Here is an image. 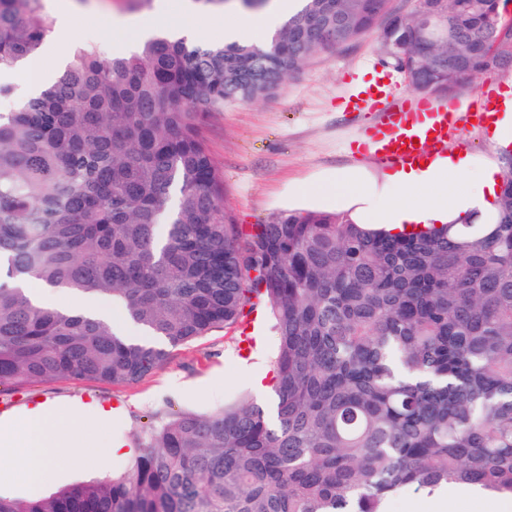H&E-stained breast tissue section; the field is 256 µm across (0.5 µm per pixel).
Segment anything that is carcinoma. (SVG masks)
<instances>
[{
  "label": "carcinoma",
  "instance_id": "1",
  "mask_svg": "<svg viewBox=\"0 0 512 512\" xmlns=\"http://www.w3.org/2000/svg\"><path fill=\"white\" fill-rule=\"evenodd\" d=\"M44 0H0V72L40 48ZM262 44L158 34L0 113V385L134 384L170 349L266 311L273 407L175 414L133 466L0 512H383L401 491L512 495V165L497 211L393 234L288 211L240 241L198 121L271 96L316 54L378 31L414 89L496 68L495 0H302ZM331 45L312 36L336 29ZM32 283L112 305L43 306Z\"/></svg>",
  "mask_w": 512,
  "mask_h": 512
}]
</instances>
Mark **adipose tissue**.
Here are the masks:
<instances>
[{
    "instance_id": "adipose-tissue-1",
    "label": "adipose tissue",
    "mask_w": 512,
    "mask_h": 512,
    "mask_svg": "<svg viewBox=\"0 0 512 512\" xmlns=\"http://www.w3.org/2000/svg\"><path fill=\"white\" fill-rule=\"evenodd\" d=\"M470 169V158L466 155L438 157L417 168L399 169L388 176L387 185L392 196L381 204L351 174L335 176L324 189L356 202L364 221L384 224L398 232L409 224H443L448 218L465 216L471 210L494 211L497 200L495 169L484 168L474 182L469 179ZM446 181L454 184L448 196L423 195L424 186ZM54 415V410L42 409L5 428L9 434L18 430L27 433L28 450L17 464L34 483L50 480L55 463L64 451V438L73 428L69 421L59 422L56 428H48L47 423Z\"/></svg>"
}]
</instances>
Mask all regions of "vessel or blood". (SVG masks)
Returning a JSON list of instances; mask_svg holds the SVG:
<instances>
[{"mask_svg":"<svg viewBox=\"0 0 512 512\" xmlns=\"http://www.w3.org/2000/svg\"><path fill=\"white\" fill-rule=\"evenodd\" d=\"M364 94L380 108L379 120L366 137L373 153L385 162L411 167L432 160L455 129L456 107L449 102L407 98L389 104L385 77H377Z\"/></svg>","mask_w":512,"mask_h":512,"instance_id":"b4317fda","label":"vessel or blood"}]
</instances>
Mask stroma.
<instances>
[{
	"label": "stroma",
	"instance_id": "stroma-1",
	"mask_svg": "<svg viewBox=\"0 0 512 512\" xmlns=\"http://www.w3.org/2000/svg\"><path fill=\"white\" fill-rule=\"evenodd\" d=\"M158 0H74L72 28L61 33L52 26L48 37L58 40L61 58H70L75 48L97 47L111 58L112 20L129 16L154 30H166L179 20L177 8L168 14L157 9ZM390 74L397 93L409 95L404 73L398 71L380 47L376 33L352 44L316 55L297 74L288 77L269 98L251 102H228L217 112L206 113L200 132L212 163L224 185V212L232 223L251 230L289 210L354 212L353 204L335 196L310 192L309 187L336 173L352 171L369 185L381 187L392 166L378 160L362 146L359 136L376 120L375 112L355 109L354 95L378 72ZM491 96L495 103L512 98V69L495 70L477 80L458 83L452 98L471 101ZM492 126H474L458 116L454 135L443 155H469L473 170L500 162L492 141ZM241 331L236 327L213 329L205 336L171 351L166 363L132 385H112L95 380L59 378L32 389L7 387L0 396L17 401L11 416L23 418L28 393L38 394L47 407L77 410L82 420L68 442L70 449L84 453L94 466L79 469L68 453L60 457L51 483L37 485L15 470V457L25 448V433H17L11 455L0 456V494L20 500L45 498L75 483L98 480L122 471L133 461L130 455H112L108 446L132 443L148 423L174 412L208 413L244 398L265 405L269 396L254 390L251 379L267 373L275 333L270 324L258 322V340L249 356L238 351ZM118 404L120 411L104 420L83 394Z\"/></svg>",
	"mask_w": 512,
	"mask_h": 512
}]
</instances>
